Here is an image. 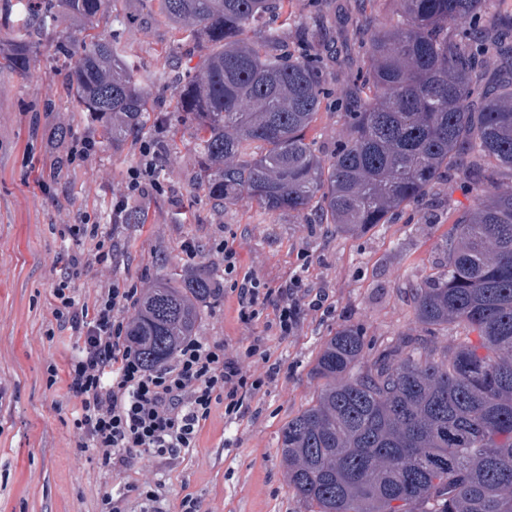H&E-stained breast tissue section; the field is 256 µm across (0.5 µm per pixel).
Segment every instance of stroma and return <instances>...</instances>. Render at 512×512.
Listing matches in <instances>:
<instances>
[{
    "mask_svg": "<svg viewBox=\"0 0 512 512\" xmlns=\"http://www.w3.org/2000/svg\"><path fill=\"white\" fill-rule=\"evenodd\" d=\"M303 18L323 16L329 32V96L307 133L322 156L340 140L339 114L361 72L363 35L395 22L393 0H295ZM123 26L96 22L93 35L117 42L145 77L174 58L180 72L193 74L199 57L178 55L171 25L151 12L144 0H112ZM27 72L0 73V512H100L104 496L123 497L124 512H141L126 495L145 481L161 486L165 512H178L184 497L201 501L205 512H305L288 488V473L278 455L282 426L305 408L318 389L310 369L322 342L336 328L362 329L365 355L373 357L392 338L418 335L413 315L416 286L442 261L439 244L449 235V209H469L483 191L464 177L438 185L392 223L353 234L318 223L313 212L263 214L240 204L216 214L196 186L198 156L190 129L180 131L177 153L164 160L161 191L128 199L130 210H144L141 224L114 233L110 262L91 263L77 281L80 297L93 298L113 279L145 289L163 277L203 270L219 284L217 298L203 307L196 330L228 344L243 334L237 299L223 285L213 247L235 237L243 269L272 287L294 275L301 253H308V283L325 289L336 307L328 318L312 312L288 340L270 337L283 371L267 393L252 399L240 420L224 417L214 405L195 448L172 458L142 456L120 474L102 469L96 455L75 446L72 402L65 380L49 383L47 369L65 371L76 350L68 332L47 339L53 287L69 255L90 256V243L71 240L68 227L81 213L101 224L112 220V196L141 159L143 145L158 135L150 121L138 135L114 146L101 140L98 127L75 112L66 90L67 70L50 38L34 35ZM98 142L87 160L70 163L68 147L47 139L50 129ZM196 258H188L187 245Z\"/></svg>",
    "mask_w": 512,
    "mask_h": 512,
    "instance_id": "35a3bbf8",
    "label": "stroma"
}]
</instances>
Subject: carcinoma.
I'll list each match as a JSON object with an SVG mask.
<instances>
[{"instance_id": "cac0c4a2", "label": "carcinoma", "mask_w": 512, "mask_h": 512, "mask_svg": "<svg viewBox=\"0 0 512 512\" xmlns=\"http://www.w3.org/2000/svg\"><path fill=\"white\" fill-rule=\"evenodd\" d=\"M112 0H28L78 29ZM182 34L198 74L166 64L149 79L176 86L177 124L193 129L199 179L221 210H312L350 234L425 197L457 168L490 202L456 213L443 261L417 286L424 332L463 326L448 346L396 340L365 358L364 336L341 325L321 345L314 400L278 441L288 488L307 512H512V80L490 89L473 45L500 52L512 12L491 0H394L398 20L366 34L359 104L343 113L328 159L307 131L325 96L323 61L306 47L293 0H156ZM486 16L468 37L459 25ZM70 61L76 111L117 145L150 119L151 101L113 42L56 36ZM25 39L0 46V72L30 68ZM216 297L212 277L156 281L134 304L130 333L145 363H164L195 334ZM477 340H472L471 335Z\"/></svg>"}]
</instances>
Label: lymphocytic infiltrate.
<instances>
[{"label":"lymphocytic infiltrate","mask_w":512,"mask_h":512,"mask_svg":"<svg viewBox=\"0 0 512 512\" xmlns=\"http://www.w3.org/2000/svg\"><path fill=\"white\" fill-rule=\"evenodd\" d=\"M165 152L159 138L144 146L140 163L129 171L125 189L112 205L113 220L123 219L129 195L156 185ZM215 251L237 298L244 329L237 346L190 337L169 361L151 368L133 345L125 315L140 297L136 286L116 280L93 302L82 301L75 281L88 264L73 255L53 289L56 327L46 335L67 330L78 342L66 370L75 445L93 449L106 472L121 473L145 454L174 457L195 447L215 404H223L228 420L242 418L249 400L265 393L282 371L266 332L285 341L307 313L328 317L335 311L326 292L309 287L304 271L273 288L241 267L232 240L221 241Z\"/></svg>","instance_id":"1"}]
</instances>
